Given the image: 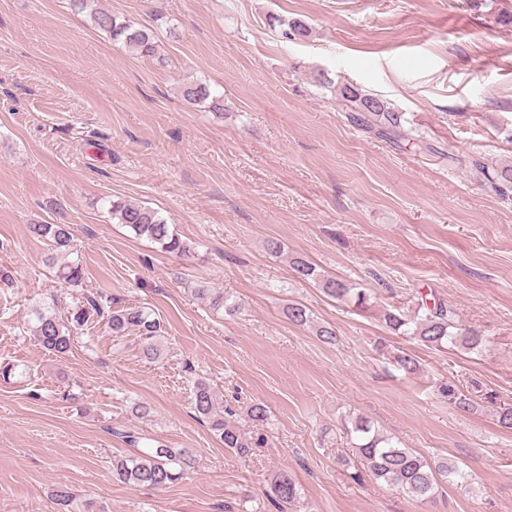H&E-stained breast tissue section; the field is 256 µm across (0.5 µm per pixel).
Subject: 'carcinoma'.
<instances>
[{
    "label": "carcinoma",
    "instance_id": "1",
    "mask_svg": "<svg viewBox=\"0 0 512 512\" xmlns=\"http://www.w3.org/2000/svg\"><path fill=\"white\" fill-rule=\"evenodd\" d=\"M95 27L109 33L112 41L128 46L140 56L152 58L157 54L155 32L143 25L130 21H119L111 13L95 9L91 12ZM310 34V27L301 20H294L282 30V36L290 40H303ZM184 98L190 103H209L214 112L222 109L220 98L211 95L203 83L191 84L183 90ZM336 100L346 112L360 113L361 121L369 127L387 129L391 132L400 127L401 115L391 104L376 95L345 84L336 87ZM112 218L128 226L135 235L143 236L160 245L161 249L179 256H186L191 246L179 238L158 213L148 207L129 203L120 198L109 201ZM30 231L48 241L52 250L50 260L68 253L72 248L73 234L68 224H32ZM294 270L303 279L319 283L324 293L339 300H349L360 309L370 308V297L360 288L335 277L325 276L317 267L305 259L293 262ZM58 279L70 286H76L83 279V270L78 263H66L58 267ZM426 309L424 317L410 316L397 308L387 309L381 315L384 327L395 335L410 336L437 350L457 347L479 351L485 340L477 332L458 327L453 313L442 303L421 304ZM98 316L107 320L115 336L135 330L143 343L145 356L153 359L159 355L157 339L161 324L141 306H116L109 300L100 302L94 296L76 304L66 318L48 311L35 312L34 336L45 350L61 356L68 353L77 331L90 317ZM448 401L458 409L473 407L470 395L452 386L444 388ZM193 411L224 447L241 455L249 452L259 441L247 438L235 425L232 410L220 406L209 385L203 381L196 384L192 398ZM351 434L362 465L376 482L397 490L419 501L436 497L441 483L459 484L465 481V473L456 461L443 458L433 464L418 453L402 448L388 437L381 435L363 418L352 420ZM125 441L137 448L135 454L123 457L113 465V474L118 480L133 485L164 489L182 479L193 468V455L187 448L175 449L153 441L141 444V437L131 431L120 432ZM266 499L277 512H288V508L299 503L301 489L296 480L286 471L275 474L268 481ZM74 495L70 488L59 486L54 491V501L59 512H70Z\"/></svg>",
    "mask_w": 512,
    "mask_h": 512
}]
</instances>
